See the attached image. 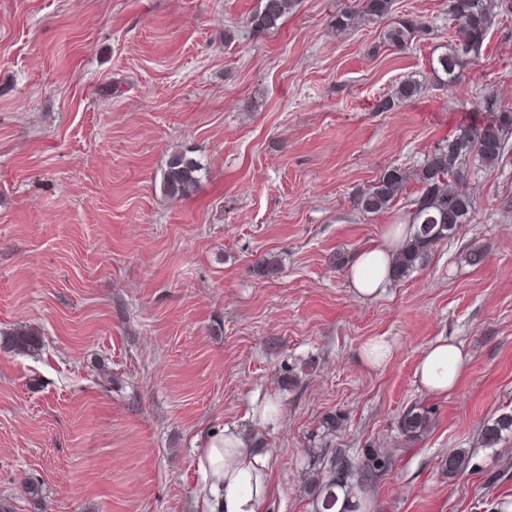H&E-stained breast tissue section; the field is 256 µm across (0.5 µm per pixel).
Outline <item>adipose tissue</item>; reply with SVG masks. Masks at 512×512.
I'll use <instances>...</instances> for the list:
<instances>
[{
  "mask_svg": "<svg viewBox=\"0 0 512 512\" xmlns=\"http://www.w3.org/2000/svg\"><path fill=\"white\" fill-rule=\"evenodd\" d=\"M408 227L387 225L373 245L358 250L348 267L357 297L377 298L391 282L389 270L396 251L406 241ZM466 354L460 344L441 339L431 344L416 365L419 384L427 391H452L463 372ZM197 467L204 476L198 492L203 512H265L270 493L267 453L236 426L209 431L198 450Z\"/></svg>",
  "mask_w": 512,
  "mask_h": 512,
  "instance_id": "ef3b65f1",
  "label": "adipose tissue"
}]
</instances>
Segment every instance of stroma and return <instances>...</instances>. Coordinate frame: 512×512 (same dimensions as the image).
Wrapping results in <instances>:
<instances>
[{
  "label": "stroma",
  "instance_id": "1",
  "mask_svg": "<svg viewBox=\"0 0 512 512\" xmlns=\"http://www.w3.org/2000/svg\"><path fill=\"white\" fill-rule=\"evenodd\" d=\"M357 0H298L257 31L259 0H0V498L32 512H200L197 450L237 425L270 458L266 512H313L305 472L332 442L387 448L362 512H503L512 432V153L470 162L475 208L425 266L358 300L346 261L403 213L367 214L359 190L419 165L491 95L512 105V17L450 91L422 77L447 44L448 0H395L426 22L405 50L387 21L339 32ZM201 163L195 192L161 190L172 154ZM479 250V263L469 259ZM275 256L280 271L260 270ZM41 339L16 351V331ZM382 336L387 366L361 349ZM469 355L431 394L415 368L438 339ZM108 380H100V371ZM277 397L269 426L256 408ZM435 405L406 443L412 404ZM335 419L328 428L326 419ZM467 471L442 468L449 450ZM434 414L435 408L423 403L410 406L400 417L401 435L408 440L419 439L430 430ZM487 421L482 429V441L486 447H493L502 437L504 431H512V413L503 414L495 420Z\"/></svg>",
  "mask_w": 512,
  "mask_h": 512
}]
</instances>
